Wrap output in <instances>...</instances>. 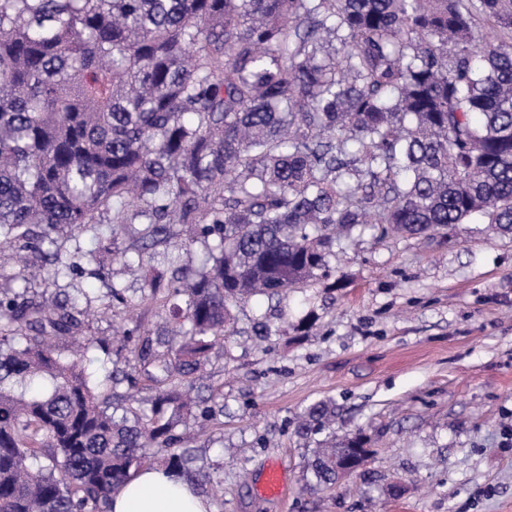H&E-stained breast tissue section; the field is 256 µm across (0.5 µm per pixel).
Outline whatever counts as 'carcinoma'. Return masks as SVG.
<instances>
[{
	"mask_svg": "<svg viewBox=\"0 0 512 512\" xmlns=\"http://www.w3.org/2000/svg\"><path fill=\"white\" fill-rule=\"evenodd\" d=\"M109 211L138 260L164 247L172 277L151 269L143 296L180 340H115L150 402L118 416L57 351L75 308L0 295V512H111L184 416L224 413L223 387L187 391L232 309L330 277L354 231L512 235V0H0V252L45 256ZM199 239L209 260L189 268ZM333 417L316 403L295 422L324 435L307 487L370 443ZM190 463L166 469L213 483Z\"/></svg>",
	"mask_w": 512,
	"mask_h": 512,
	"instance_id": "obj_1",
	"label": "carcinoma"
}]
</instances>
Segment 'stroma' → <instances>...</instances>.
Masks as SVG:
<instances>
[{
	"label": "stroma",
	"instance_id": "stroma-1",
	"mask_svg": "<svg viewBox=\"0 0 512 512\" xmlns=\"http://www.w3.org/2000/svg\"><path fill=\"white\" fill-rule=\"evenodd\" d=\"M111 220L60 232L59 260L77 264L67 277L24 281L14 251L0 252V290L75 306L87 336L108 340L137 322L162 331L148 304L135 321L100 312L111 287L134 297L143 286L137 259H105L101 277L88 260ZM330 266L341 287L318 278L235 307L233 336L197 376V396L224 389L210 434L181 427L196 465L223 478L205 493L214 512H512V236L480 221L444 243L368 229ZM261 321L288 325L287 336L260 340ZM319 401L334 404L337 435L363 429L373 452L359 474L309 491L314 446L294 422ZM272 460L286 476L279 499L256 491ZM393 485L399 493L385 496Z\"/></svg>",
	"mask_w": 512,
	"mask_h": 512
}]
</instances>
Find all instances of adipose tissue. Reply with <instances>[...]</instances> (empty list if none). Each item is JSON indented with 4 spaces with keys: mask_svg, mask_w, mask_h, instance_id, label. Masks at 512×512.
<instances>
[{
    "mask_svg": "<svg viewBox=\"0 0 512 512\" xmlns=\"http://www.w3.org/2000/svg\"><path fill=\"white\" fill-rule=\"evenodd\" d=\"M112 512H211V505L165 469L147 467L113 494Z\"/></svg>",
    "mask_w": 512,
    "mask_h": 512,
    "instance_id": "ef3b65f1",
    "label": "adipose tissue"
}]
</instances>
